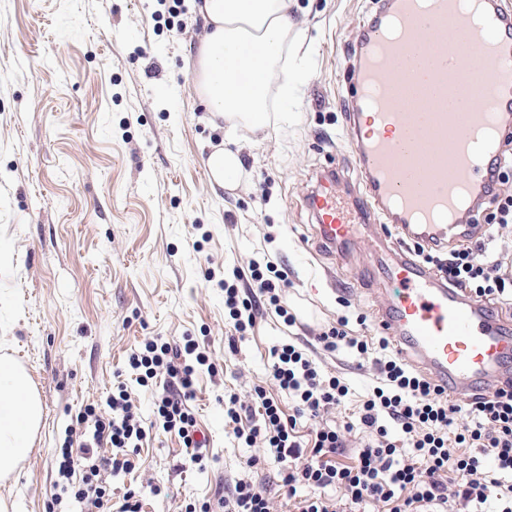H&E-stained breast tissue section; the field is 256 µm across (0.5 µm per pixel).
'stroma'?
Instances as JSON below:
<instances>
[{
  "instance_id": "obj_1",
  "label": "stroma",
  "mask_w": 512,
  "mask_h": 512,
  "mask_svg": "<svg viewBox=\"0 0 512 512\" xmlns=\"http://www.w3.org/2000/svg\"><path fill=\"white\" fill-rule=\"evenodd\" d=\"M375 0H294L305 39L288 66L305 78L288 106L272 100L264 138L229 136L200 104L192 70L203 21L171 16L157 0H0V354L14 356L39 393L43 421L29 458L0 480L8 512H45L53 453L80 442L77 415L104 408L118 372L143 337H197L215 365L190 402L209 445L190 463L177 435L147 438L129 474L109 477L112 500L140 495L142 512H183L229 497L247 476L280 501L279 465L256 469L255 451L224 423V395L271 387L269 350L297 338L319 367L351 386L328 419L353 418L374 382L354 353L319 349V332L346 319L373 336L371 296L359 269L323 281L328 253L314 248L305 198L324 171L340 190H362L348 135L352 33ZM235 138L240 186L208 180L212 146ZM271 260L288 274L285 327L259 318L229 342L224 291L208 269L232 273Z\"/></svg>"
}]
</instances>
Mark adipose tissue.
Instances as JSON below:
<instances>
[{"label":"adipose tissue","mask_w":512,"mask_h":512,"mask_svg":"<svg viewBox=\"0 0 512 512\" xmlns=\"http://www.w3.org/2000/svg\"><path fill=\"white\" fill-rule=\"evenodd\" d=\"M292 0H196L194 10L205 31L193 69L202 105L223 120L226 129L252 134L268 128V92L277 87L280 99L292 96L297 75L281 69L292 40H300L290 15ZM259 43L263 56L252 61L248 48ZM252 73L241 82L239 71ZM42 407L27 373L12 358L0 357V478L13 473L32 451Z\"/></svg>","instance_id":"ef3b65f1"}]
</instances>
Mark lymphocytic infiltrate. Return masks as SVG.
Masks as SVG:
<instances>
[{"label":"lymphocytic infiltrate","instance_id":"f902f5d3","mask_svg":"<svg viewBox=\"0 0 512 512\" xmlns=\"http://www.w3.org/2000/svg\"><path fill=\"white\" fill-rule=\"evenodd\" d=\"M427 260L449 283L486 300H503L512 293V253H486L461 244ZM227 324L245 336L262 312L271 310L285 326L294 318L284 301L288 278L274 262L250 261L221 279ZM322 350L340 349L370 358L376 384L362 402L356 423L337 428L323 418L347 398L350 388L341 378L319 371L315 361L293 341L270 350V376L278 392L294 401L284 414L276 394L257 385L247 394L229 393L224 422L246 447L258 449L250 465L274 459L281 466L283 499L292 512H512V392L488 399L457 403L448 399L427 376L411 371L389 354L379 338V356H371L367 337L352 335L346 320L316 338ZM209 362L193 337L171 344L161 336L146 337L133 351L127 367L140 386L162 382L154 400L152 425L177 433L190 462L202 459L195 438L196 421L188 407L195 377ZM98 414L87 405L80 447L64 440L56 450V501L79 506L80 512H140L135 493L113 506L106 475L131 472V451L147 438L126 385H118ZM251 419L242 427V419ZM317 422L312 440H304L299 421ZM372 438L357 449V462L337 461L346 436L355 426Z\"/></svg>","mask_w":512,"mask_h":512}]
</instances>
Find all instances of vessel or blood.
Masks as SVG:
<instances>
[{
	"label": "vessel or blood",
	"mask_w": 512,
	"mask_h": 512,
	"mask_svg": "<svg viewBox=\"0 0 512 512\" xmlns=\"http://www.w3.org/2000/svg\"><path fill=\"white\" fill-rule=\"evenodd\" d=\"M355 112L346 148L358 201L321 187L308 206L321 247L363 256L373 323L449 396L512 385V320L451 287L418 248L483 235L476 215L512 135V12L502 0H380L352 37Z\"/></svg>",
	"instance_id": "b4317fda"
}]
</instances>
